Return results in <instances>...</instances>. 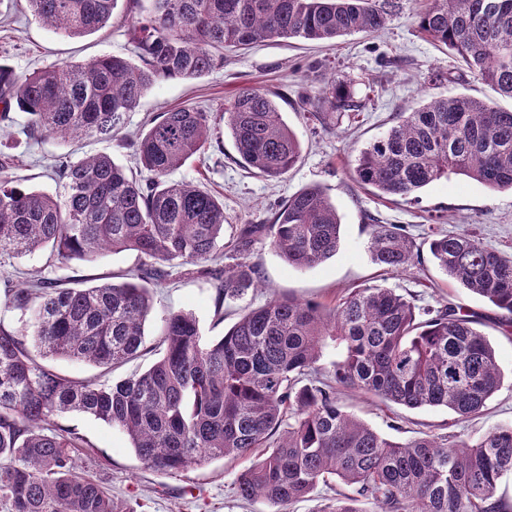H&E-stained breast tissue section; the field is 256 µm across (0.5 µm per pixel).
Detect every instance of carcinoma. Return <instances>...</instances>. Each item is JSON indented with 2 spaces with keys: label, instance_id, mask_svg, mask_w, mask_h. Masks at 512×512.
<instances>
[{
  "label": "carcinoma",
  "instance_id": "1",
  "mask_svg": "<svg viewBox=\"0 0 512 512\" xmlns=\"http://www.w3.org/2000/svg\"><path fill=\"white\" fill-rule=\"evenodd\" d=\"M33 15L69 37L98 31L119 0H27ZM396 0H150L126 29L141 63L106 54L19 75L0 63V127L27 115L31 138L110 139L126 113L159 81L199 78L224 64V52L272 39L334 42L390 23ZM417 28L456 52L478 79L512 98V0H428ZM324 121L358 107L350 86L331 80L305 99ZM241 163L271 178L288 173L300 142L273 95L242 88L224 107ZM209 114L194 107L162 112L134 143L138 178L107 154L58 160L64 195L21 188L0 164V254H47L48 262L95 261L132 250L151 260L120 283L67 287L49 278L7 290L22 325L0 324V496L10 512H121L103 486L80 472L76 449L88 442L50 428L54 415L80 412L123 430L147 468L182 473L215 459L262 449L239 472L245 501L279 507L333 479L345 486L321 512H512L499 492L512 479V426L472 441L426 434L392 442L339 404L336 386L409 409L445 407L476 416L501 389L494 347L474 327L475 313L451 301L418 307L392 288L365 286L331 308L273 299L246 311L218 340L195 316L166 315L160 357L117 382L67 378L41 363L64 358L103 372L141 356L152 300L141 281H160L158 263L211 261L268 239L290 266L308 269L340 245L336 207L317 186L279 203L266 224H243L224 241V203L167 175L209 143ZM463 175L512 190V110L464 95L400 112L361 151L355 181L381 195L406 197ZM373 261L388 273L414 262L413 242L395 225L374 224ZM439 269L500 311L512 332V257L470 235L429 244ZM254 268L224 270V297L254 284ZM33 347H28V341ZM336 359L324 364L327 349Z\"/></svg>",
  "mask_w": 512,
  "mask_h": 512
}]
</instances>
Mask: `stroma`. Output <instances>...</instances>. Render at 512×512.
Wrapping results in <instances>:
<instances>
[{
	"mask_svg": "<svg viewBox=\"0 0 512 512\" xmlns=\"http://www.w3.org/2000/svg\"><path fill=\"white\" fill-rule=\"evenodd\" d=\"M424 2L398 0L393 20L378 34L352 33L333 43L275 39L248 50L225 52L223 67L203 77L155 85L109 140L82 136L67 142L50 137L34 142L23 133L26 115L17 113L6 150L16 163L8 173L21 185L53 196L63 192L52 175L59 157L69 154L78 159L103 153L126 170L138 171L133 143L147 130L152 117L191 106L209 113L211 145L170 178L198 183L223 202L225 230L266 222L278 201L313 185L324 191L338 212L340 247L335 256L314 268L298 270L288 265L266 239L253 241L244 253L225 256L224 265L244 263L259 271L257 286L238 298H221L220 281L203 274L200 266L169 265L163 282L147 284L153 309L144 324L146 353L114 370L112 380L142 372L152 364L153 348L169 311L191 312L202 336L212 340L223 336L246 310L275 298L331 307L348 289L379 286L396 289L420 305L449 299L483 315L480 330L496 350L505 382L481 414L462 421L445 408L408 409L348 389L338 394L344 409L383 437L400 443L425 432L475 439L498 426L512 425V336L504 335L490 321L492 309L484 300L449 281L434 266L424 247L436 233L465 232L512 255V192L493 191L453 175L410 197L387 200L354 180L360 151L394 125L396 113L413 111L431 98L448 95H466L512 109V98L478 81L454 50L418 33L414 14ZM127 22V11L121 6L106 27L85 36L65 37L42 25L27 0H0V61L24 75L106 54L131 58L135 52L125 36ZM331 78L353 82L361 107L325 123L313 116L302 98ZM243 87L275 93L282 118L301 145L298 163L283 178L260 176L240 162L224 124V103ZM375 222L402 228L420 245V264L399 274L386 273L376 265L368 251ZM45 260L40 251L22 256L0 254V283L9 279L18 284L36 274L65 282L116 277L141 263L133 251L108 252L91 264L72 261L49 267ZM51 424L88 440V447L76 453L79 464L127 512H319L333 494L322 486L310 498L277 510L264 500L244 501L236 496L235 479L250 465V458L214 460L170 474L145 468L124 431L89 415L66 413L54 417Z\"/></svg>",
	"mask_w": 512,
	"mask_h": 512,
	"instance_id": "1",
	"label": "stroma"
}]
</instances>
